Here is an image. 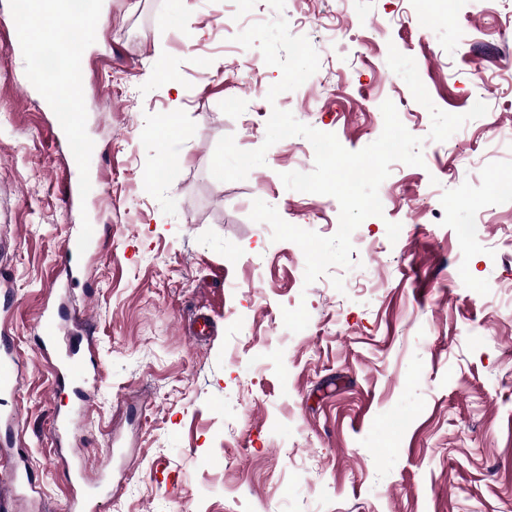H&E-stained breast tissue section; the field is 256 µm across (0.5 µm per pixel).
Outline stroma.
Returning <instances> with one entry per match:
<instances>
[{
  "label": "stroma",
  "mask_w": 512,
  "mask_h": 512,
  "mask_svg": "<svg viewBox=\"0 0 512 512\" xmlns=\"http://www.w3.org/2000/svg\"><path fill=\"white\" fill-rule=\"evenodd\" d=\"M81 161L59 154V110L9 54L24 24L0 0V337L23 367L0 416L35 493L0 512H68L55 414L73 407L40 354L37 318L72 224L96 231L71 303L100 372L75 417L102 512H512V0H83ZM283 16L319 69L281 78L235 37ZM175 73L170 87L165 73ZM392 101L423 166L394 163L382 216L353 232L352 267L305 284L302 250L250 220L254 200L330 237L333 197L286 189L304 137L242 181L210 173L218 140L263 146L279 108L358 151ZM177 113L167 143L151 129ZM168 155L174 177L150 178ZM81 201L64 204L74 169ZM474 224L470 241L457 225ZM402 225L394 235V225ZM210 313L204 340L186 327Z\"/></svg>",
  "instance_id": "stroma-1"
}]
</instances>
